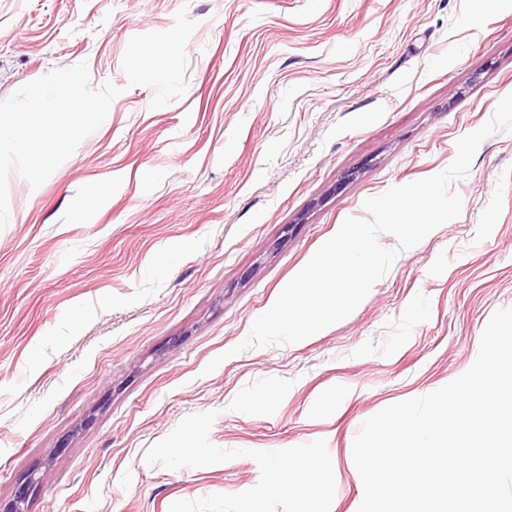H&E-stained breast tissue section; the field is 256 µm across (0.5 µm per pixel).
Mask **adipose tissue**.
Returning a JSON list of instances; mask_svg holds the SVG:
<instances>
[{"instance_id":"ef3b65f1","label":"adipose tissue","mask_w":512,"mask_h":512,"mask_svg":"<svg viewBox=\"0 0 512 512\" xmlns=\"http://www.w3.org/2000/svg\"><path fill=\"white\" fill-rule=\"evenodd\" d=\"M316 476L321 479L317 485L322 495L332 497L341 482L339 468L333 463L318 461L311 449L298 448L275 472L272 486L281 492L301 495L314 485L312 479Z\"/></svg>"}]
</instances>
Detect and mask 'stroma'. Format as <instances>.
Segmentation results:
<instances>
[{
	"label": "stroma",
	"instance_id": "35a3bbf8",
	"mask_svg": "<svg viewBox=\"0 0 512 512\" xmlns=\"http://www.w3.org/2000/svg\"><path fill=\"white\" fill-rule=\"evenodd\" d=\"M510 94L512 0H0V114L40 130L0 143V503L32 471L29 512H358L362 424L512 308V133L347 318L230 350ZM297 448L338 465L334 499L273 490Z\"/></svg>",
	"mask_w": 512,
	"mask_h": 512
}]
</instances>
